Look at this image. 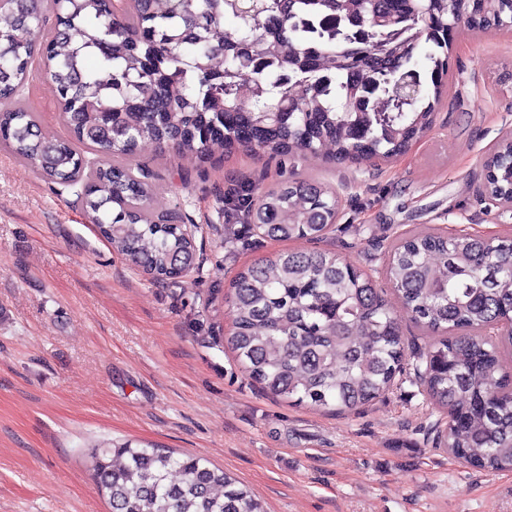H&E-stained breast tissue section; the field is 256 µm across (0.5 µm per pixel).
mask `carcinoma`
<instances>
[{
    "label": "carcinoma",
    "instance_id": "carcinoma-1",
    "mask_svg": "<svg viewBox=\"0 0 512 512\" xmlns=\"http://www.w3.org/2000/svg\"><path fill=\"white\" fill-rule=\"evenodd\" d=\"M57 28L44 42L39 0H0V145L48 180L82 187L84 211L112 248L155 281L195 269L192 235L148 205L154 173L141 144L207 160L214 147L320 153L333 163L406 152L433 123L394 95L421 42L448 48L460 27L512 30L501 0H44ZM367 36L353 39L350 20ZM236 43L215 36L224 21ZM43 54L75 141L43 132L19 92ZM440 97L448 58L429 55ZM101 68L112 94L101 92ZM380 81V112L357 111L364 80ZM98 152L88 165L76 143ZM507 167L488 168L494 199L512 200ZM248 227L281 241L318 240L339 200L306 181L242 199ZM385 279L413 319L438 335L420 384L445 415L439 446L489 473L512 471V375L500 372L512 331V237L421 231L388 251ZM230 344L248 376L284 399L353 411L392 388L405 343L372 277L331 251H285L229 283ZM111 512H266L250 488L206 458L131 444L92 450Z\"/></svg>",
    "mask_w": 512,
    "mask_h": 512
}]
</instances>
